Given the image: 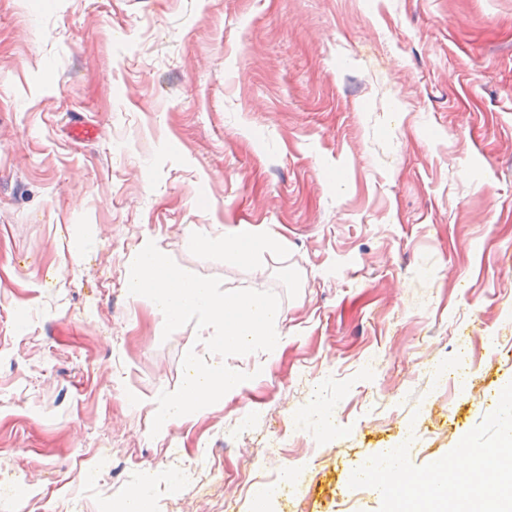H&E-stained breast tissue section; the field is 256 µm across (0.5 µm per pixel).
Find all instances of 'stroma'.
Instances as JSON below:
<instances>
[{
  "mask_svg": "<svg viewBox=\"0 0 512 512\" xmlns=\"http://www.w3.org/2000/svg\"><path fill=\"white\" fill-rule=\"evenodd\" d=\"M242 227L280 248L189 243ZM147 239L284 316L155 436L198 331L129 295ZM511 382L512 0H0V512L147 474L156 512H379L355 469L445 456ZM232 235H224L220 241L209 237L195 236L192 238L193 247L197 251L207 252L216 247L224 249V258L239 263L252 261L259 253L275 249L277 239L271 235H259L257 232L244 238L239 233L231 231Z\"/></svg>",
  "mask_w": 512,
  "mask_h": 512,
  "instance_id": "1",
  "label": "stroma"
}]
</instances>
